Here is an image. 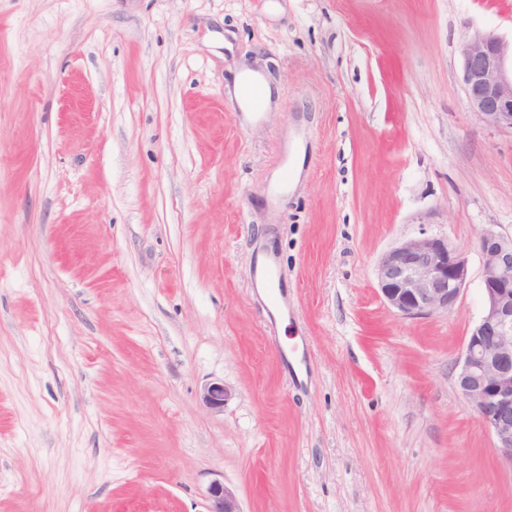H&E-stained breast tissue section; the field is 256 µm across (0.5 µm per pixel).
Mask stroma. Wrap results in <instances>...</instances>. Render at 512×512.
I'll use <instances>...</instances> for the list:
<instances>
[{
    "label": "stroma",
    "instance_id": "obj_1",
    "mask_svg": "<svg viewBox=\"0 0 512 512\" xmlns=\"http://www.w3.org/2000/svg\"><path fill=\"white\" fill-rule=\"evenodd\" d=\"M476 30L512 0H0V512H206L216 478L242 512H512L456 385L512 234ZM423 233L469 279L405 319L376 266ZM226 394L224 382H213L204 387L200 399L206 408L214 412H220L224 409Z\"/></svg>",
    "mask_w": 512,
    "mask_h": 512
}]
</instances>
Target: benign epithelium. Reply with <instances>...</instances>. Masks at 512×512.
<instances>
[{"label":"benign epithelium","mask_w":512,"mask_h":512,"mask_svg":"<svg viewBox=\"0 0 512 512\" xmlns=\"http://www.w3.org/2000/svg\"><path fill=\"white\" fill-rule=\"evenodd\" d=\"M461 82L468 106L492 129H512V41L493 31L469 35ZM482 257V315L471 328L457 387L489 433L498 456L512 465V234L492 228L478 240ZM376 278L387 307L408 319L451 312L469 278L467 254L450 240L422 234L393 245ZM202 404L224 410V383L206 385ZM207 512H242L219 479L207 487Z\"/></svg>","instance_id":"7a95c632"}]
</instances>
